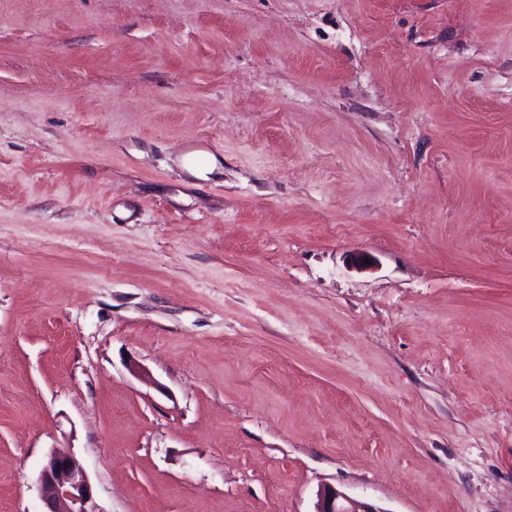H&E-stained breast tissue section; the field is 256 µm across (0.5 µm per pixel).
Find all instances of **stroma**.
Segmentation results:
<instances>
[{"instance_id":"1","label":"stroma","mask_w":512,"mask_h":512,"mask_svg":"<svg viewBox=\"0 0 512 512\" xmlns=\"http://www.w3.org/2000/svg\"><path fill=\"white\" fill-rule=\"evenodd\" d=\"M54 448L512 512V0H0V512Z\"/></svg>"}]
</instances>
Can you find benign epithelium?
<instances>
[{"label":"benign epithelium","mask_w":512,"mask_h":512,"mask_svg":"<svg viewBox=\"0 0 512 512\" xmlns=\"http://www.w3.org/2000/svg\"><path fill=\"white\" fill-rule=\"evenodd\" d=\"M39 487L45 512H102L85 470L65 452L48 453L39 473ZM315 512H387L368 501L356 499L327 486L318 495Z\"/></svg>","instance_id":"obj_1"}]
</instances>
